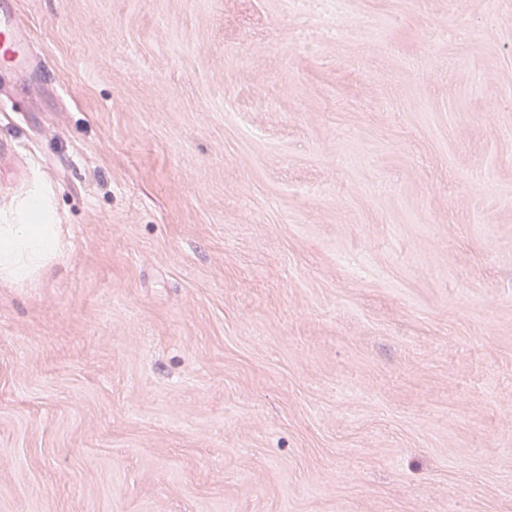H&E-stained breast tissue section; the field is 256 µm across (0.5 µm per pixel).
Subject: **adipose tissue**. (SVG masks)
<instances>
[{
    "label": "adipose tissue",
    "instance_id": "obj_1",
    "mask_svg": "<svg viewBox=\"0 0 512 512\" xmlns=\"http://www.w3.org/2000/svg\"><path fill=\"white\" fill-rule=\"evenodd\" d=\"M45 202L32 198L14 223L0 225V279L28 280L61 254L63 242Z\"/></svg>",
    "mask_w": 512,
    "mask_h": 512
}]
</instances>
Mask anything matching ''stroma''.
<instances>
[{"mask_svg":"<svg viewBox=\"0 0 512 512\" xmlns=\"http://www.w3.org/2000/svg\"><path fill=\"white\" fill-rule=\"evenodd\" d=\"M0 512H512V0H17ZM45 202L34 197L16 224L0 225V279L23 282L61 254L63 242Z\"/></svg>","mask_w":512,"mask_h":512,"instance_id":"1","label":"stroma"}]
</instances>
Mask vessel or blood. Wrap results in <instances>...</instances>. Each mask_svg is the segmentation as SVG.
<instances>
[{"mask_svg":"<svg viewBox=\"0 0 512 512\" xmlns=\"http://www.w3.org/2000/svg\"><path fill=\"white\" fill-rule=\"evenodd\" d=\"M0 58L4 59V69L11 79L22 85L29 84L45 65L15 7V0H0Z\"/></svg>","mask_w":512,"mask_h":512,"instance_id":"b4317fda","label":"vessel or blood"}]
</instances>
